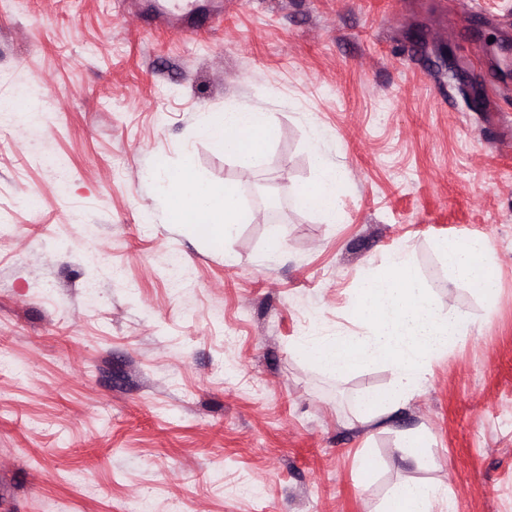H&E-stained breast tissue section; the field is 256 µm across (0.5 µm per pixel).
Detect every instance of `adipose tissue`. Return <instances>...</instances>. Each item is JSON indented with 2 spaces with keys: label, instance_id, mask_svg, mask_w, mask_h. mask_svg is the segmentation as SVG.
<instances>
[{
  "label": "adipose tissue",
  "instance_id": "obj_1",
  "mask_svg": "<svg viewBox=\"0 0 512 512\" xmlns=\"http://www.w3.org/2000/svg\"><path fill=\"white\" fill-rule=\"evenodd\" d=\"M275 132L268 113L240 106H230L212 115L202 129L203 136L245 169L263 165ZM167 194L172 222L192 225L198 234L209 238L231 239L239 224L246 220L236 189L228 185L224 190H217L189 160L169 181ZM437 248L455 280L479 288L488 297L495 293L497 282L489 271L484 240L461 243L445 239ZM445 494V489L433 485L401 484L391 493L389 512H433L434 502Z\"/></svg>",
  "mask_w": 512,
  "mask_h": 512
}]
</instances>
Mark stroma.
Returning <instances> with one entry per match:
<instances>
[{"label":"stroma","instance_id":"1","mask_svg":"<svg viewBox=\"0 0 512 512\" xmlns=\"http://www.w3.org/2000/svg\"><path fill=\"white\" fill-rule=\"evenodd\" d=\"M475 2L0 0V99L32 110L0 112V512H384L402 482L512 512V0ZM231 104L271 115L263 170L294 194L315 155L343 172L335 223L171 222L185 159L240 185L199 131ZM473 236L491 297L437 250ZM401 252L474 334L367 421L389 367L300 347L360 332Z\"/></svg>","mask_w":512,"mask_h":512}]
</instances>
